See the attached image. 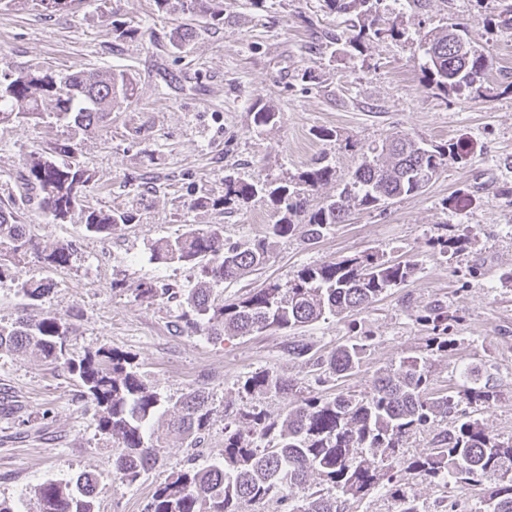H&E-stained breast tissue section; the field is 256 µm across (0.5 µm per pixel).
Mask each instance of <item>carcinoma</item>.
Masks as SVG:
<instances>
[{
	"mask_svg": "<svg viewBox=\"0 0 512 512\" xmlns=\"http://www.w3.org/2000/svg\"><path fill=\"white\" fill-rule=\"evenodd\" d=\"M49 15L70 9L73 0H32ZM373 0H325L328 9L359 18L371 11ZM161 14L180 13L212 20L223 14L220 0H154ZM426 55V87L438 95L468 98L484 85L493 57L475 49L452 26L420 35ZM136 84L124 70L28 69L0 77V124L38 118L46 108L69 118L78 127L101 128L112 111L132 101ZM274 108L253 106V125L275 122ZM468 163L466 145H428L405 135L381 146H368L363 162L339 183L336 195L314 209L308 197L335 178L334 168L318 158L297 176V185L277 178L262 183L224 179V187L200 206L246 203L261 194L279 216L268 235L245 245L229 244L221 231L190 227L173 238L155 242L152 256L160 263L192 265L195 284L174 288L146 284L134 298L152 302L178 299L184 326L206 336H253L269 330L293 331L322 319L345 317L376 302L391 288L406 283L414 267L383 255H364L305 267L285 284L271 281L243 297L224 301L212 287L231 283L264 267L271 259L269 239L295 231L303 217L306 234L318 240L336 225L349 221L355 210L379 209L389 201L424 191L448 159ZM27 182L38 191L45 212L63 220L78 211L87 230L109 235L129 222L125 212L102 211L85 204L92 174L77 162L59 164L41 153L25 162ZM16 255L29 253L49 270L65 268L72 252L59 244L47 252L0 208V244ZM47 281H24L23 294L37 301L50 292ZM70 327L56 316L33 321L24 317L0 323V352H31L50 364L64 362L94 406L98 432L117 443L114 480L135 483L157 460L161 437L151 429L159 412L170 415L167 436L195 441L206 430L209 397L192 389L169 408L167 400L141 379L128 356L110 348L68 356ZM364 344L352 340L314 365L335 375H348L361 359ZM462 389L433 396L426 359L409 357L393 369L376 373L370 391L338 393L330 398L304 397L277 420L247 404L239 412L241 425L224 428V452L206 466L188 459V466L171 475L153 493L147 512H240L244 501L278 498L292 502L289 512H341L345 497L364 496L378 487L377 474L387 468L417 471L436 482L455 480L466 487L485 482L490 491L482 512H512V437L486 431L469 408L495 398L473 369L462 371ZM292 389L287 378L270 371L248 377L242 386L247 397L284 394ZM453 417V425L434 438L431 451L416 459L403 458L401 448L410 435L438 417ZM331 486L335 496L311 494L295 503V490L310 474ZM97 476L81 472L66 480H47L35 489L38 512H96ZM399 512H421L398 481L388 489Z\"/></svg>",
	"mask_w": 512,
	"mask_h": 512,
	"instance_id": "obj_1",
	"label": "carcinoma"
}]
</instances>
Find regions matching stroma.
Wrapping results in <instances>:
<instances>
[{
  "label": "stroma",
  "instance_id": "stroma-1",
  "mask_svg": "<svg viewBox=\"0 0 512 512\" xmlns=\"http://www.w3.org/2000/svg\"><path fill=\"white\" fill-rule=\"evenodd\" d=\"M224 18L187 22L158 14L154 0H76L64 15H46L29 0H0V74L50 67L59 71L122 69L136 99L116 110L106 127L83 131L53 117L0 125V207L27 224L41 247L71 244L69 267L47 270L35 257L19 258L0 245V322L56 315L72 328L69 349L80 355L108 347L128 355L144 382L163 398L205 391L212 408L200 442L164 443L154 467L136 483L114 481L116 446L99 435L94 410L64 364L31 353L0 352V498L32 508L33 489L83 471L98 474L96 512H145L156 487L187 459L205 464L224 448V428L236 421L242 381L269 370L293 383L260 407L279 414L299 396L368 391L374 374L409 357L428 361L433 391H459L472 367L497 391L475 406L489 432L512 435V30L501 27L499 0H427L417 9L380 0L377 17L396 36L367 33L348 45L350 23L324 0H223ZM140 33L118 39L113 18ZM455 22L495 63L482 94L467 100L432 94L423 85L418 34ZM191 24L193 36L175 46L171 35ZM273 104V125L252 123L255 102ZM411 135L435 145H468L467 164L448 161L427 190L350 221L310 241L302 232L271 241L263 269L223 283L227 300L269 281L287 282L305 266L379 252L414 265V276L345 319L328 318L299 329L313 355L325 356L356 339L364 352L351 375L318 383L310 358L285 352L289 335L268 331L218 340L183 331L177 301L136 302L141 284L192 287L184 264L153 260L155 241L187 225L222 228L225 239L264 235L278 216L268 200L196 206L221 189L225 177L258 181L295 175L326 156L344 179L367 145ZM73 145L74 160L89 169L87 205L127 212L112 234L88 231L79 215L53 220L20 173L33 151L65 162L55 146ZM466 237L463 251L443 254L437 239ZM50 278L49 294L29 300L24 280ZM448 320L451 345L429 350L434 316ZM403 490L423 512H480L485 490H461L411 472Z\"/></svg>",
  "mask_w": 512,
  "mask_h": 512
}]
</instances>
